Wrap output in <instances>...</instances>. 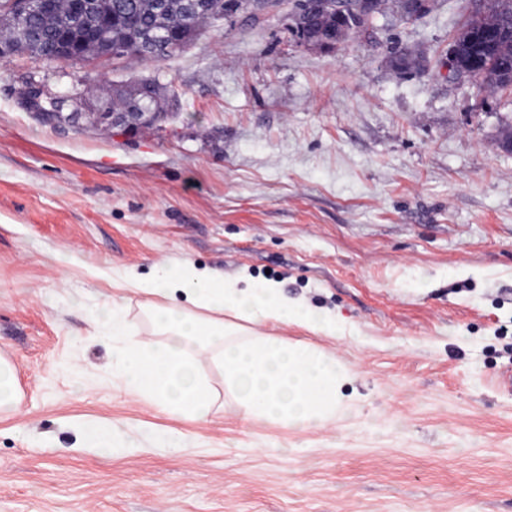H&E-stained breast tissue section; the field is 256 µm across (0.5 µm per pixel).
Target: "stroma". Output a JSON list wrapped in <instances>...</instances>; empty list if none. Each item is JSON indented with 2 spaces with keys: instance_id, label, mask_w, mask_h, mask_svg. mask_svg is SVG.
Instances as JSON below:
<instances>
[{
  "instance_id": "35a3bbf8",
  "label": "stroma",
  "mask_w": 512,
  "mask_h": 512,
  "mask_svg": "<svg viewBox=\"0 0 512 512\" xmlns=\"http://www.w3.org/2000/svg\"><path fill=\"white\" fill-rule=\"evenodd\" d=\"M471 8L438 0L331 55L295 46L281 9L155 64L0 57V357L18 395L0 512H512V90L449 80ZM403 46L421 69L393 68ZM88 78L97 98L154 79L169 117L126 133L23 103L30 81ZM184 262L334 316L333 337L257 330L348 367L349 417L246 423L205 355L206 420L126 391L89 315L119 299L153 343L144 296L116 283ZM85 419L111 424L113 451L75 449Z\"/></svg>"
}]
</instances>
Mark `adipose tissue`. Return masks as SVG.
Masks as SVG:
<instances>
[{
    "mask_svg": "<svg viewBox=\"0 0 512 512\" xmlns=\"http://www.w3.org/2000/svg\"><path fill=\"white\" fill-rule=\"evenodd\" d=\"M123 285L146 296L157 343H141L114 300L92 323L120 341L121 378L130 393L169 414L206 419L214 391L196 366L206 353L246 421L305 430L346 412L353 376L339 361L315 345L255 331L258 323H293L323 336L338 329L334 317L290 302L277 283L243 284L187 263L171 273L128 277Z\"/></svg>",
    "mask_w": 512,
    "mask_h": 512,
    "instance_id": "ef3b65f1",
    "label": "adipose tissue"
}]
</instances>
